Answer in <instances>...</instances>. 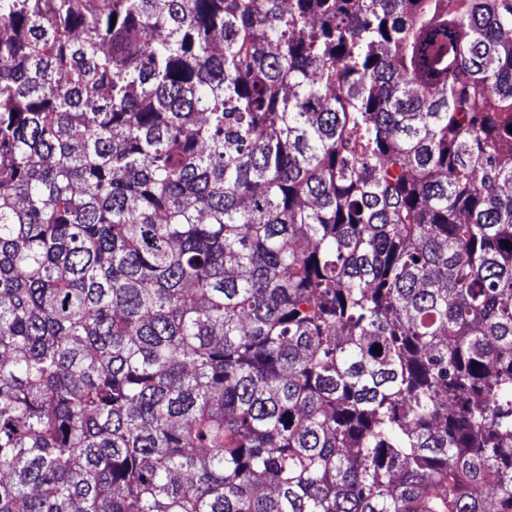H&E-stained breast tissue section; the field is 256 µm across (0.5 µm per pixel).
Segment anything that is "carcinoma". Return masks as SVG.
Returning <instances> with one entry per match:
<instances>
[{"instance_id":"carcinoma-1","label":"carcinoma","mask_w":512,"mask_h":512,"mask_svg":"<svg viewBox=\"0 0 512 512\" xmlns=\"http://www.w3.org/2000/svg\"><path fill=\"white\" fill-rule=\"evenodd\" d=\"M512 0H0V512H512Z\"/></svg>"}]
</instances>
